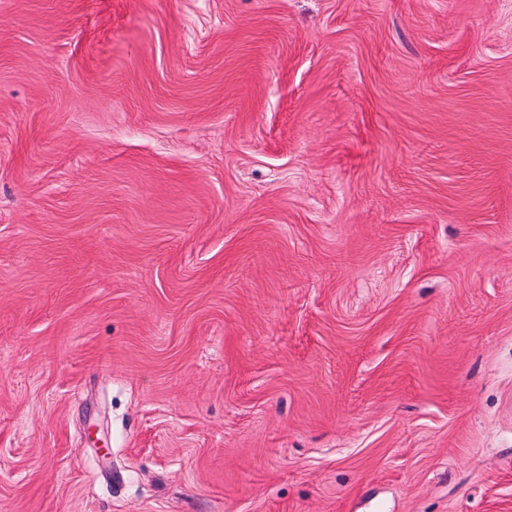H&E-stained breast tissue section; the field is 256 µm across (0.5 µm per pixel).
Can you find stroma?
<instances>
[{"label": "stroma", "instance_id": "1", "mask_svg": "<svg viewBox=\"0 0 512 512\" xmlns=\"http://www.w3.org/2000/svg\"><path fill=\"white\" fill-rule=\"evenodd\" d=\"M0 512H512V0H0Z\"/></svg>", "mask_w": 512, "mask_h": 512}]
</instances>
